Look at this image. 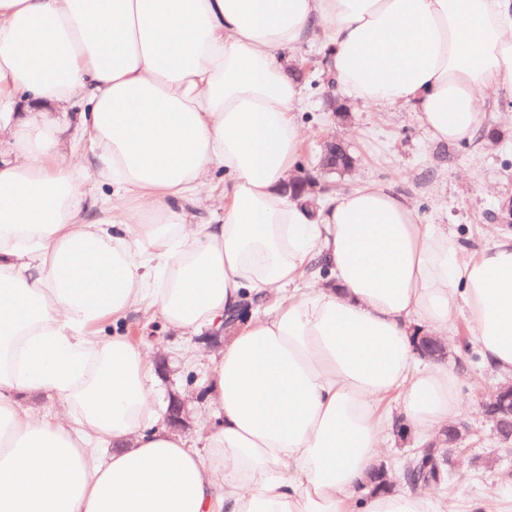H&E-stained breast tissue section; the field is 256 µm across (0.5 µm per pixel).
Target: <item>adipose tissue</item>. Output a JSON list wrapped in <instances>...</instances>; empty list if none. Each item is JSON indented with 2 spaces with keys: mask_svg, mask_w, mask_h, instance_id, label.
I'll use <instances>...</instances> for the list:
<instances>
[{
  "mask_svg": "<svg viewBox=\"0 0 512 512\" xmlns=\"http://www.w3.org/2000/svg\"><path fill=\"white\" fill-rule=\"evenodd\" d=\"M320 26L337 84L437 141L475 138L487 89L512 97V0H0V512H433L367 484L380 404L400 395L418 435L457 417L414 338L458 310L512 373V236L463 252L383 184L314 215L283 194L303 137L283 53ZM75 102L91 155L65 159L52 112ZM219 171L220 216L191 222ZM314 260L325 285L289 293ZM276 291L224 344L200 448L148 417L150 351L99 331L143 306L217 328Z\"/></svg>",
  "mask_w": 512,
  "mask_h": 512,
  "instance_id": "adipose-tissue-1",
  "label": "adipose tissue"
}]
</instances>
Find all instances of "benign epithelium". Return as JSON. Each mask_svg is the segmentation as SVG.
I'll return each instance as SVG.
<instances>
[{"label":"benign epithelium","mask_w":512,"mask_h":512,"mask_svg":"<svg viewBox=\"0 0 512 512\" xmlns=\"http://www.w3.org/2000/svg\"><path fill=\"white\" fill-rule=\"evenodd\" d=\"M355 167V158L350 146L342 139L330 135L321 145L319 161L314 171L301 168L288 179L287 187L291 198L300 204L315 208L317 200L330 189V180L345 176ZM420 354L431 360H444L448 356L445 343L435 336L418 338ZM485 419L490 422L493 436L502 444L512 446V382L501 384L496 393L482 402ZM167 425L176 431L185 432L191 427V412L188 399L180 391L169 392L168 404L164 413ZM473 435L463 423H451L429 445L451 452L461 448Z\"/></svg>","instance_id":"1"}]
</instances>
